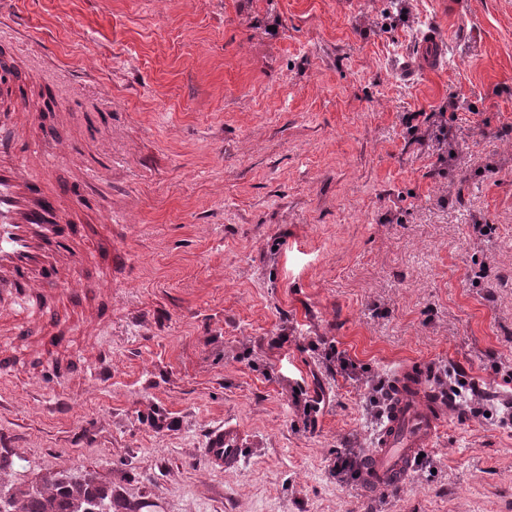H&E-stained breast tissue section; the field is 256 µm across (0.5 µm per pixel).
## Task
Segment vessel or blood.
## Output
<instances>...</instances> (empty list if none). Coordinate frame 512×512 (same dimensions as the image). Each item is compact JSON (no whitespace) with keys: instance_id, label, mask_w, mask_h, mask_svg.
I'll return each mask as SVG.
<instances>
[{"instance_id":"b4317fda","label":"vessel or blood","mask_w":512,"mask_h":512,"mask_svg":"<svg viewBox=\"0 0 512 512\" xmlns=\"http://www.w3.org/2000/svg\"><path fill=\"white\" fill-rule=\"evenodd\" d=\"M0 83L9 86L16 109H23L28 79L18 73L10 54H0ZM39 147L33 158L41 169L53 167L59 153L43 152L53 140L51 127L36 128ZM92 191L30 174L0 141V370L15 358L8 338L26 343L41 337L51 344L67 340L71 324L91 334L108 320L103 307L105 288L127 263L112 239V228L93 223ZM444 417L438 400L424 388L422 374L401 367L393 383L386 420L367 455L368 478L377 484L403 486L407 471L423 448L429 447ZM209 465L237 466L239 442L229 429L219 430L205 450Z\"/></svg>"}]
</instances>
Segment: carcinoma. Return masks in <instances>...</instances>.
I'll return each instance as SVG.
<instances>
[{
	"label": "carcinoma",
	"instance_id": "carcinoma-1",
	"mask_svg": "<svg viewBox=\"0 0 512 512\" xmlns=\"http://www.w3.org/2000/svg\"><path fill=\"white\" fill-rule=\"evenodd\" d=\"M0 512H81L85 508L112 512V491L96 484L94 478L52 474L41 487L22 488L0 478Z\"/></svg>",
	"mask_w": 512,
	"mask_h": 512
}]
</instances>
